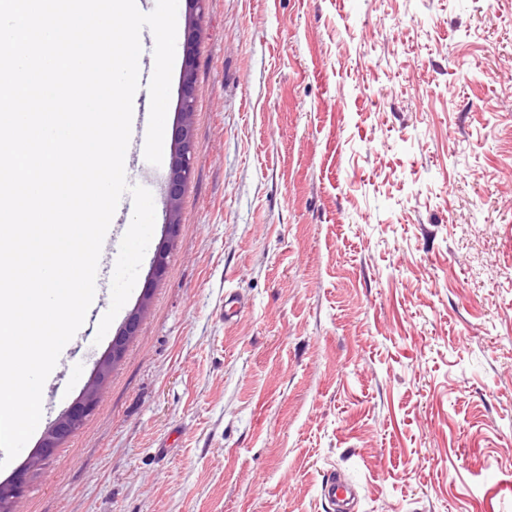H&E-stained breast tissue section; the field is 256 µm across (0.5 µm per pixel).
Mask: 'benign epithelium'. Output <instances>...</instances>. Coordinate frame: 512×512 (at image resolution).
<instances>
[{"label": "benign epithelium", "instance_id": "7a95c632", "mask_svg": "<svg viewBox=\"0 0 512 512\" xmlns=\"http://www.w3.org/2000/svg\"><path fill=\"white\" fill-rule=\"evenodd\" d=\"M202 2L204 0H188L190 15L186 28L184 60L180 72V123L175 130L172 161L167 181V204L163 224L164 239L154 254L149 273V279L153 281L162 277L167 264L169 245L177 237L180 227V201L185 193L196 154L193 116L196 112V46L201 35L196 11L200 9ZM149 298L150 292L147 291L113 339L107 355L97 363L90 384L49 428L40 442V448L28 462V466L19 470L10 479L8 482L10 495L6 498L0 497V512H13V503L26 492L29 467L48 460L68 437L83 426L86 417L98 401L100 391L107 382L112 367L124 357L127 343L137 335L142 318L147 311Z\"/></svg>", "mask_w": 512, "mask_h": 512}]
</instances>
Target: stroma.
Instances as JSON below:
<instances>
[{"label": "stroma", "instance_id": "35a3bbf8", "mask_svg": "<svg viewBox=\"0 0 512 512\" xmlns=\"http://www.w3.org/2000/svg\"><path fill=\"white\" fill-rule=\"evenodd\" d=\"M201 26L166 272L144 257L97 338L123 195L0 482L148 310L15 512H330L334 471L356 512H512V0H205ZM166 175L129 165L154 247ZM322 494L336 512H354L351 505L357 496L356 487L341 474L336 472L327 476L322 484Z\"/></svg>", "mask_w": 512, "mask_h": 512}]
</instances>
